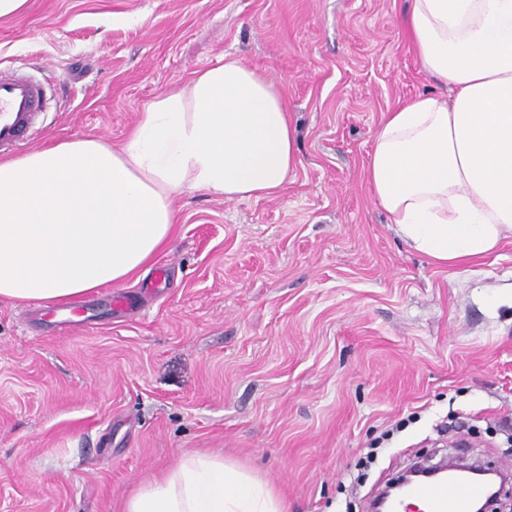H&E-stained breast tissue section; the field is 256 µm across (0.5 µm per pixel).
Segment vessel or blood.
Wrapping results in <instances>:
<instances>
[{
  "instance_id": "b4317fda",
  "label": "vessel or blood",
  "mask_w": 512,
  "mask_h": 512,
  "mask_svg": "<svg viewBox=\"0 0 512 512\" xmlns=\"http://www.w3.org/2000/svg\"><path fill=\"white\" fill-rule=\"evenodd\" d=\"M47 106V88L21 70L0 73V155L11 153L32 138ZM481 487L463 478L410 487L403 499L392 502L390 512H409L418 502L419 512H472Z\"/></svg>"
}]
</instances>
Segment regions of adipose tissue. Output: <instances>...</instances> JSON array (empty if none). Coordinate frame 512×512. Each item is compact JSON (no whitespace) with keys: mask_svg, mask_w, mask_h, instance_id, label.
<instances>
[{"mask_svg":"<svg viewBox=\"0 0 512 512\" xmlns=\"http://www.w3.org/2000/svg\"><path fill=\"white\" fill-rule=\"evenodd\" d=\"M402 27L451 97L387 113L367 176L402 240L448 266L512 236V0H412ZM296 165L282 91L225 58L146 104L119 148L77 138L0 161V300L126 282L169 242L176 196L270 197ZM127 512L288 510L258 475L196 454L142 486Z\"/></svg>","mask_w":512,"mask_h":512,"instance_id":"obj_1","label":"adipose tissue"}]
</instances>
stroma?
<instances>
[{
	"instance_id": "stroma-1",
	"label": "stroma",
	"mask_w": 512,
	"mask_h": 512,
	"mask_svg": "<svg viewBox=\"0 0 512 512\" xmlns=\"http://www.w3.org/2000/svg\"><path fill=\"white\" fill-rule=\"evenodd\" d=\"M408 0H28L0 69L53 94L44 148L122 146L144 104L233 55L277 80L299 163L271 198L195 191L151 274L79 298L81 323L0 300V500L126 512L182 457L269 481L288 512H369L419 457L512 469V238L444 267L397 235L365 171L386 112L447 87L422 70ZM379 453L368 477L360 461Z\"/></svg>"
}]
</instances>
